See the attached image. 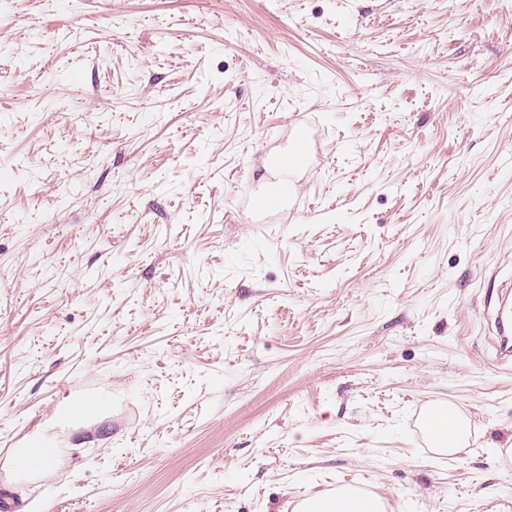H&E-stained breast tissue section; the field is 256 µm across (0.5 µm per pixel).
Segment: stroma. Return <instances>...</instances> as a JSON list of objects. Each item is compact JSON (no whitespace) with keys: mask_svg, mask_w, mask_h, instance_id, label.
I'll use <instances>...</instances> for the list:
<instances>
[{"mask_svg":"<svg viewBox=\"0 0 512 512\" xmlns=\"http://www.w3.org/2000/svg\"><path fill=\"white\" fill-rule=\"evenodd\" d=\"M299 207L243 194L295 126ZM512 0H0V464L23 512H512ZM471 422L452 459L413 421ZM315 141L312 133L302 127L293 137V145L286 153H270L269 162L276 168H288L290 171L299 172L308 168L310 163L311 147ZM497 274L485 276L486 292L483 300L484 314L492 329V344L500 366L512 365V319H504L500 313L503 292L497 284ZM108 400L104 397H87L80 401H64L55 413L60 425L78 426L87 421L100 419L107 408ZM48 449V458L42 460L40 466L30 464L41 452ZM65 448L57 447L52 436L44 431H38L28 440L24 448H15L10 459V467L16 481H27L33 477H41L49 472L50 464L54 458L61 455ZM334 497L326 500H317L315 497L298 505L301 512H374L375 505L369 503V509H364L356 501L360 500L348 487L337 489ZM328 505V506H320Z\"/></svg>","mask_w":512,"mask_h":512,"instance_id":"stroma-1","label":"stroma"}]
</instances>
